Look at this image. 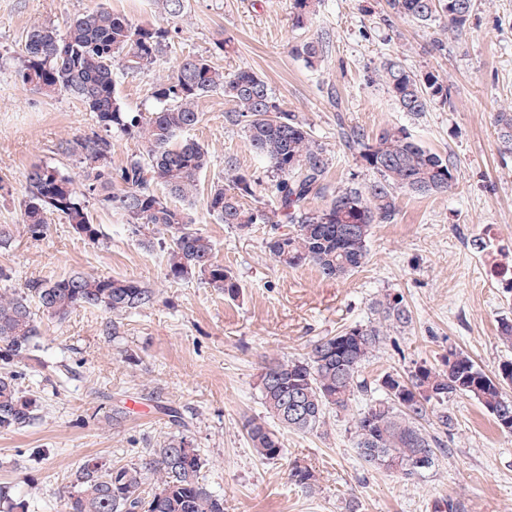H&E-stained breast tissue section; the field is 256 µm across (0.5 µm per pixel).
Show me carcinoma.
Returning a JSON list of instances; mask_svg holds the SVG:
<instances>
[{
    "instance_id": "carcinoma-1",
    "label": "carcinoma",
    "mask_w": 512,
    "mask_h": 512,
    "mask_svg": "<svg viewBox=\"0 0 512 512\" xmlns=\"http://www.w3.org/2000/svg\"><path fill=\"white\" fill-rule=\"evenodd\" d=\"M313 0H291L293 26L301 28L313 14ZM395 13L424 24L446 19L461 31L469 22L473 0H387ZM171 30L140 25L121 13L98 7L69 21L65 30L36 23L28 28L19 75L24 84L45 95L67 92L90 112L97 129L67 144L83 168L82 189L48 165L26 174L21 222L31 237L46 234L49 216H62L91 242L101 231L92 222L89 203L121 216L133 233L152 246L161 242L165 276L178 281L199 274L209 287L234 299L240 284L216 260L210 238L192 224L194 203L209 155L187 136L202 120L197 100L220 93L233 104L228 120L244 129L249 145L263 156L276 175L277 206L267 211L247 203L256 184L233 161L224 168L228 186L215 185L206 209L239 231L272 224L280 215L293 225L287 234L267 243L274 260L284 266L314 267L326 279H340L366 261L374 224L391 222L398 192L426 196L443 193L457 181L455 164L432 152L401 127L383 129L375 138L352 140L364 165L377 173L365 190L346 186L331 194L321 208L312 200L326 195L330 157L324 146L296 116L283 109L256 72H226L204 57H186L175 73L153 88L154 105L145 112L126 110L118 96L114 69L125 75L149 69L171 45ZM400 109L412 115L439 102L448 103V85L433 71L416 73L386 58L373 68ZM499 139L512 150V112L496 116ZM132 139L138 152L112 167V138ZM38 301L33 311L28 293ZM154 294L131 278L73 274L35 282L28 292L0 290V364L11 366L31 358L41 335L37 316L59 322L79 308L126 313L151 304ZM374 318L334 336L312 342L302 359L271 358L257 374V387L270 418L284 429L313 432L326 424L327 414L348 411L358 395L380 393L354 417L353 440L360 459L373 470L399 474L407 481L423 476L446 448L444 440L427 433L434 421L443 433L455 427L448 403L456 396L476 399L499 430L512 420V359L489 375L465 352L448 350L444 368L417 364L407 372L369 380L362 368L390 330H404L412 314L404 297L386 293L373 302ZM16 371L0 372V430H19L36 419L37 399L19 386ZM249 442L263 460L282 453L280 433L262 418L245 422ZM201 454L185 437L147 448L135 462L103 463L94 455L81 460L63 499L62 512H224V499L202 480Z\"/></svg>"
}]
</instances>
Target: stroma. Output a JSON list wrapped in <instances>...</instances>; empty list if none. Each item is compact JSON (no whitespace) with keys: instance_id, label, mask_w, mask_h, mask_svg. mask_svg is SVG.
<instances>
[{"instance_id":"stroma-1","label":"stroma","mask_w":512,"mask_h":512,"mask_svg":"<svg viewBox=\"0 0 512 512\" xmlns=\"http://www.w3.org/2000/svg\"><path fill=\"white\" fill-rule=\"evenodd\" d=\"M473 3L469 23L453 34L446 20L425 27L391 13L386 0H320L301 29L292 25L289 0H188L173 49L150 70L118 76L126 109L138 112L150 107L153 87L183 56L255 71L325 146L332 190L362 188L376 178L345 142L357 131L405 128L457 166L448 192L399 194L395 222L372 229L366 263L338 280L275 262L266 242L288 233L287 222L242 233L196 201L195 227L241 286L229 299L197 275L167 279L159 246L142 245L129 225L98 205L89 207L102 231L95 243L57 215L40 239L21 222L29 168L48 165L81 183L80 164L61 147L94 123L71 95L47 96L22 82L17 70L26 30L37 21L62 29L99 6L138 24L162 25L157 0H0V225L12 237L0 248V290L84 273L134 278L155 294L152 304L128 313L80 308L62 323L42 319L35 359L17 367L21 388L40 401V415L27 429L0 431V485L27 512H60L83 456L125 464L179 434L206 459L202 476L223 497L224 512H346L354 497L360 512H512V435L498 431L466 396L449 404L456 425L445 438L447 452L414 481L363 465L352 435L353 414L368 402L362 395L350 411L330 413L322 429L283 431L275 462L256 455L243 427L266 414L256 385L264 360L303 358L314 340L367 323L372 302L386 293L403 295L413 323L384 338L365 365L366 377L422 363L442 367L452 348L489 374L512 358L496 335L499 319L512 317V291L494 275L496 266L512 265V151L496 126L497 113L512 109V0ZM227 37L232 48L219 53L216 44ZM438 37L446 44L440 54L431 49ZM311 40L324 46L312 66L295 51ZM385 58L437 72L448 84L449 103L417 116L400 110L371 78ZM230 108L218 94L196 103L203 119L190 136L210 158L200 191L223 183L230 155L256 182L260 206L273 208V174L243 129L226 121ZM478 241L484 250L475 249ZM116 405L125 411L117 421ZM167 407L182 413L186 429L168 424ZM296 465L314 470L313 490L291 480Z\"/></svg>"}]
</instances>
